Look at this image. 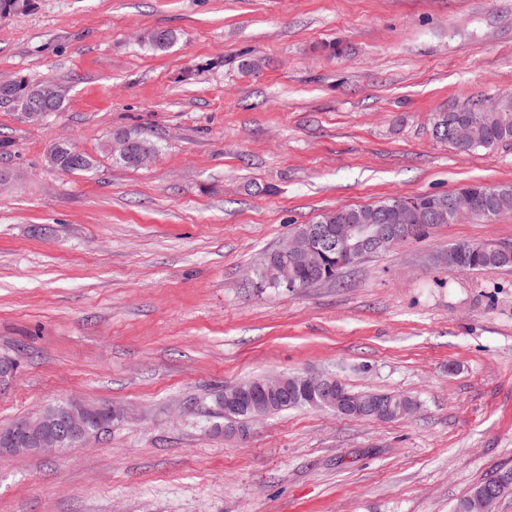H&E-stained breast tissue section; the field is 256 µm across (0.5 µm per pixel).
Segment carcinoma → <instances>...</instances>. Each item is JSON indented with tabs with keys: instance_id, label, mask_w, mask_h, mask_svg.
I'll list each match as a JSON object with an SVG mask.
<instances>
[{
	"instance_id": "obj_1",
	"label": "carcinoma",
	"mask_w": 512,
	"mask_h": 512,
	"mask_svg": "<svg viewBox=\"0 0 512 512\" xmlns=\"http://www.w3.org/2000/svg\"><path fill=\"white\" fill-rule=\"evenodd\" d=\"M31 0H0V17H18L25 14L31 7ZM176 40V34L170 30H158L149 34L148 46L154 51L168 48ZM38 87L20 79L13 83L12 87L0 92V102L10 103L20 112L37 99ZM459 114L470 119V137L464 142H452V145L460 152H472L479 149L491 150L499 144L512 141V97L500 98L492 108L479 103L472 107L463 108ZM121 138L139 146L147 153L155 154L154 143L148 140L138 131H123L118 133ZM72 145L61 142L52 146L49 153L50 163L57 169L67 171L69 174L84 175L92 173L97 168V161L89 154L83 152L77 159L71 155ZM509 189L501 184L471 183L460 187L450 194H422L413 197L392 196L373 203V206H396L405 210L408 223L412 225L410 238H419L426 235L431 224L425 220L430 207L436 205L439 200H445L452 195L458 199L470 201L473 207L479 209L481 219L491 223L499 216V212L486 214L480 211L492 195L502 190ZM467 250L464 254L459 270L468 272L486 268H512V257H505L500 251V243L485 240L482 242L465 243ZM342 268L336 266L334 254L321 251H310L305 258L292 268L296 280L312 286L323 282L335 281ZM353 397L363 403L375 400H384L391 403L393 413L386 416V420H399L404 418L402 409L414 402L410 396L397 392H372L366 394H353ZM313 395L307 390H302L283 404L266 405L262 409L264 414H272L289 408L312 407ZM255 411L251 406L245 405L237 410L225 409L224 428L229 429L234 425H242L249 420ZM480 486H475L464 498L458 500L455 512H478V497Z\"/></svg>"
}]
</instances>
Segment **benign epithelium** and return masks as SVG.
Wrapping results in <instances>:
<instances>
[{
    "instance_id": "obj_1",
    "label": "benign epithelium",
    "mask_w": 512,
    "mask_h": 512,
    "mask_svg": "<svg viewBox=\"0 0 512 512\" xmlns=\"http://www.w3.org/2000/svg\"><path fill=\"white\" fill-rule=\"evenodd\" d=\"M475 217L472 206L459 200L450 203L449 209L433 210L428 219H448L456 223L463 219ZM406 224H315L307 227L303 234L288 237L276 255V271L266 272L269 280L289 289L297 288L292 280L289 266L298 262L304 249H317L320 246L338 248L345 262H355L361 258L378 252L394 244L398 237L405 234ZM17 373V362L10 356L0 357V391L8 388ZM294 385L293 377L277 376L266 379L255 391L259 397H288ZM307 386L313 387L322 394V402L314 403L317 409L328 408L332 411H359L361 405L349 399L348 395L336 387V377L331 375H314L308 379ZM97 417L99 431H107L112 423L123 418V412L109 404L91 408L79 403L70 402L62 410L39 421L31 417L16 420L10 430L15 447L0 448L1 456L21 454H44L55 452L61 448L57 430L62 428L74 439L84 437L88 432V424L92 417ZM504 483L490 486L480 496L481 512H494V507L502 497Z\"/></svg>"
}]
</instances>
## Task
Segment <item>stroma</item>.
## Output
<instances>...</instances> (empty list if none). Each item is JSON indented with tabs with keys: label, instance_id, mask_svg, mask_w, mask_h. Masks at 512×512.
<instances>
[{
	"label": "stroma",
	"instance_id": "1",
	"mask_svg": "<svg viewBox=\"0 0 512 512\" xmlns=\"http://www.w3.org/2000/svg\"><path fill=\"white\" fill-rule=\"evenodd\" d=\"M176 32L167 49L144 38ZM0 427L75 401L126 410L61 453L0 459V512H452L512 468V212L438 224L335 282L254 287L299 224L392 195L512 186V141L457 151L438 114L512 94V0H34L0 20ZM156 146L113 163L121 131ZM66 140L95 175L54 168ZM330 373L417 399L396 421L293 409L225 435L241 380ZM42 85L31 86L29 83L20 79L13 83L12 87L1 91L0 102L10 103L27 119H36L45 114L43 111L30 109L24 112L25 107L38 98L37 91ZM500 245L492 240L455 244L454 246L470 248L466 250L462 264L457 270L468 272L486 268H512V254L510 258H506L500 251Z\"/></svg>",
	"mask_w": 512,
	"mask_h": 512
}]
</instances>
